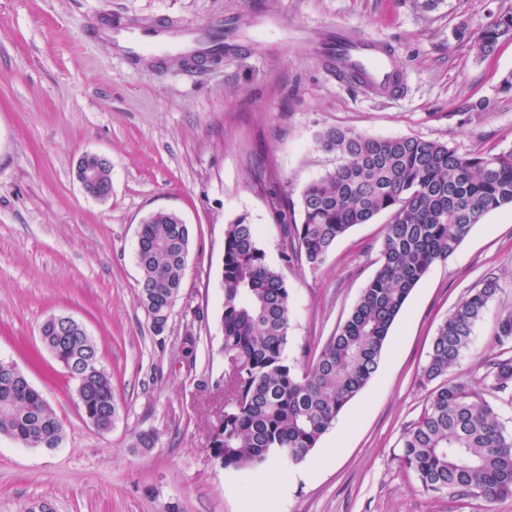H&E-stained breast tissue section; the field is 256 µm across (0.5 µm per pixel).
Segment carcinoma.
<instances>
[{
  "label": "carcinoma",
  "mask_w": 512,
  "mask_h": 512,
  "mask_svg": "<svg viewBox=\"0 0 512 512\" xmlns=\"http://www.w3.org/2000/svg\"><path fill=\"white\" fill-rule=\"evenodd\" d=\"M509 38L507 12L484 28L476 51L489 55ZM318 145L339 163L310 181L299 203L284 191L270 192L282 260L316 271L353 227L385 214L380 265L351 312L300 367L285 356L290 304L281 272L268 262L255 225L242 218L225 225L220 323L229 366L224 415L210 444L226 469L256 470L273 458L283 465L306 460L377 373L395 319L430 268L447 261L485 215L512 207V149L460 154L441 142L338 128L322 131ZM189 254L190 230L176 214L155 212L140 224V300L157 335L169 326ZM500 292L493 276L469 292L438 328L418 372L419 382L432 388L402 436L398 461L427 494L487 502L512 496V433L487 399L512 393V356L495 360L479 382L449 376ZM43 325V348L79 376L85 416L107 427L119 406L95 341L77 329L59 336L48 319ZM491 343L512 348L511 308L499 315ZM0 435L54 449L64 427L35 388L0 376Z\"/></svg>",
  "instance_id": "carcinoma-1"
}]
</instances>
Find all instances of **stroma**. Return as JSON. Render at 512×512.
<instances>
[{
	"instance_id": "35a3bbf8",
	"label": "stroma",
	"mask_w": 512,
	"mask_h": 512,
	"mask_svg": "<svg viewBox=\"0 0 512 512\" xmlns=\"http://www.w3.org/2000/svg\"><path fill=\"white\" fill-rule=\"evenodd\" d=\"M512 0H0V359L16 362L65 428L54 449L0 436V512H512L427 495L397 462L427 397L416 375L440 324L487 275L501 293L452 377L478 380L502 305H512V209L489 213L435 264L390 330L377 374L323 435L328 464H269L270 481L224 469L209 445L224 412V228L247 217L290 294L286 355L320 349L378 268L387 216L339 239L316 271L283 265L267 193L299 198L332 169L316 136L330 128L418 137L462 154L512 149V40L487 57L474 45ZM175 21L198 35L237 20L216 64L157 54L129 61L114 17ZM466 27L464 39L455 32ZM343 27L385 42L407 74L393 99L336 77L315 43ZM486 110H475L478 102ZM112 163V195L87 197L86 154ZM177 213L190 258L168 329L155 335L139 303L142 220ZM68 315L94 339L120 413L89 424L38 329ZM153 448L133 447L138 432Z\"/></svg>"
}]
</instances>
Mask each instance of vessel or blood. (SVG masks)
<instances>
[{
    "mask_svg": "<svg viewBox=\"0 0 512 512\" xmlns=\"http://www.w3.org/2000/svg\"><path fill=\"white\" fill-rule=\"evenodd\" d=\"M114 42L124 43L129 57L162 46L168 29L153 20L127 25L115 23ZM325 61L338 76L353 80L367 94L377 99L394 98L406 81V73L385 44L357 36L346 28L337 29L326 49Z\"/></svg>",
    "mask_w": 512,
    "mask_h": 512,
    "instance_id": "obj_1",
    "label": "vessel or blood"
}]
</instances>
